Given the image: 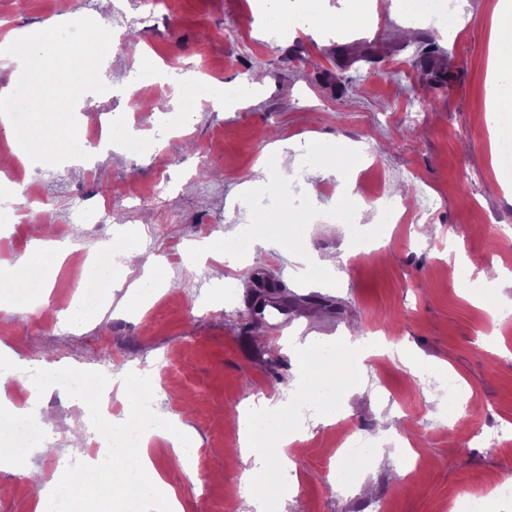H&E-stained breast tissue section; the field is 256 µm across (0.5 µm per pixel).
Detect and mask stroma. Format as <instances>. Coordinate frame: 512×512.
Instances as JSON below:
<instances>
[{"instance_id": "1", "label": "stroma", "mask_w": 512, "mask_h": 512, "mask_svg": "<svg viewBox=\"0 0 512 512\" xmlns=\"http://www.w3.org/2000/svg\"><path fill=\"white\" fill-rule=\"evenodd\" d=\"M503 2L456 0L469 24L456 39L428 20L408 24L398 0H378L367 26L340 34L323 18L351 13V0H320L313 14L304 0H161L147 21L136 0H25L21 7L0 0V34L90 17L124 39L100 67L107 92L81 109L84 130H111L112 152L87 164L28 163L25 180L40 188L49 219L20 216L0 234V300L7 304L0 321L9 328L0 362L12 366L0 398L28 390L31 370L47 365L156 369L165 387L156 414L187 433L204 462L193 495L175 448L153 454L184 512H237L236 489L248 469L261 478L270 512H364L370 501L385 512H448L461 491L491 487L512 469V450L473 447L466 438L512 418V335L491 319L493 311L512 310V170L495 159L496 130L512 128V111L500 112L494 127L485 119L491 19ZM273 8L295 17L288 33L267 28L264 14ZM426 37L440 50L420 65L413 53ZM368 49L376 62L362 61ZM341 65L353 78L343 87L333 80ZM189 72L215 87L257 84L247 99L221 108L197 98L185 109L170 107ZM443 77L446 88L433 93ZM153 103L166 108V118L149 119L143 107ZM130 122L148 138L137 155L123 146ZM276 141L295 160L284 175L268 158ZM327 147L341 160L336 169L319 167ZM258 170L264 179H254ZM397 183L409 189L398 205L403 223L370 224L372 248L353 253L334 213L346 203L375 206L376 194ZM259 217L303 225L298 249L335 258L333 269L299 273L298 249L263 233L253 236L248 258L230 267L191 256L194 244L221 243L232 225ZM69 227L77 251L136 244L142 262L130 279L138 284L165 267L145 312L121 307V288L96 321L80 327L15 305L8 275L27 260L31 240L57 238ZM255 267L300 298L286 315L267 308L261 341L240 317ZM218 289L224 306L215 309L209 298ZM312 293L340 309L312 315L302 301ZM363 338L372 344L369 360L358 362L336 399L315 401L301 378L313 367L312 353ZM451 372L465 399L453 419ZM276 389L286 404L284 429L299 439L290 480L275 445L245 464L224 456L239 446V412ZM331 405L345 432L381 440L380 416L396 412L399 435L417 441L419 463L388 446L358 468L370 495L331 490L334 434L324 415ZM39 410L54 426L29 460L50 474L79 459L66 437L77 401L46 395ZM35 508L28 481L1 467L0 512Z\"/></svg>"}]
</instances>
